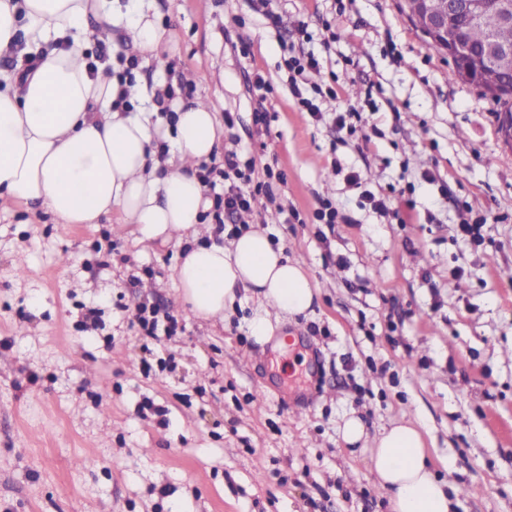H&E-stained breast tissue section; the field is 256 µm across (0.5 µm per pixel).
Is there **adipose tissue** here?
I'll use <instances>...</instances> for the list:
<instances>
[{
	"mask_svg": "<svg viewBox=\"0 0 512 512\" xmlns=\"http://www.w3.org/2000/svg\"><path fill=\"white\" fill-rule=\"evenodd\" d=\"M92 17L124 25L144 62L174 47L139 0L119 15L107 0H0V53L21 43L37 57L29 70L0 69V198L40 205L68 224H93L116 210L141 244L198 236L210 202L197 173L219 146L217 116L197 99L173 100L170 121L120 102L121 91L130 100L147 93L93 69ZM163 141L174 158L161 159ZM174 271L182 300L206 320H224L239 289L251 291L262 305L250 321L259 342L274 333L270 313L307 314L317 296L301 263L255 228L226 246L183 249ZM340 436L350 446L371 442V470L392 512H452L456 490L431 470L419 424L403 417L371 435L350 416Z\"/></svg>",
	"mask_w": 512,
	"mask_h": 512,
	"instance_id": "1",
	"label": "adipose tissue"
}]
</instances>
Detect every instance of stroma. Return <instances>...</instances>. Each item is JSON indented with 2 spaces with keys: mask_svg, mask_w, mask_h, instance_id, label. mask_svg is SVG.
<instances>
[{
  "mask_svg": "<svg viewBox=\"0 0 512 512\" xmlns=\"http://www.w3.org/2000/svg\"><path fill=\"white\" fill-rule=\"evenodd\" d=\"M402 3L150 0L178 43L159 65L124 27L90 21L89 59L110 75L150 90L183 79L181 98L231 113L212 162L235 147L273 166L272 196L241 220L318 295L276 327L287 347L262 346L250 294L224 322L193 315L175 243L139 244L114 214L67 224L0 198V512H391L368 450L340 437L351 413L372 434L418 418L435 473L461 488L456 512H512V148L496 104ZM310 54L320 70L291 80L286 58ZM259 76L272 88L261 135ZM334 81L339 99L317 95ZM295 83L323 119L300 111ZM350 106L353 133L333 121ZM325 199L345 222L316 223ZM481 216V244L458 237ZM141 302L174 315L177 335L147 340Z\"/></svg>",
  "mask_w": 512,
  "mask_h": 512,
  "instance_id": "1",
  "label": "stroma"
}]
</instances>
